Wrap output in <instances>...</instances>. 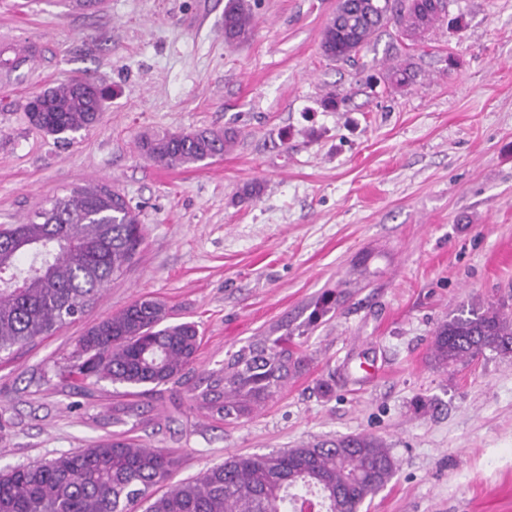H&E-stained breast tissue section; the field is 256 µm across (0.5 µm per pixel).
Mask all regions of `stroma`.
I'll list each match as a JSON object with an SVG mask.
<instances>
[{
    "mask_svg": "<svg viewBox=\"0 0 512 512\" xmlns=\"http://www.w3.org/2000/svg\"><path fill=\"white\" fill-rule=\"evenodd\" d=\"M338 0H255L254 33L224 41L228 0H0V41L38 48L0 72V224L108 183L136 207L140 252L77 321L0 358V467L50 460L122 430L174 451L177 479L231 454L348 434L399 468L361 512H512V357L440 369L433 331L512 288V0H447L418 34L395 26L348 61L321 50ZM417 74L388 84L392 67ZM87 77L101 120L67 141L33 129L30 97ZM334 97L338 106L323 107ZM232 128L224 155L167 168L144 138ZM261 182L251 202L240 186ZM335 307L281 397L226 423L186 386L142 398L63 368L78 336L133 300L164 301L202 336L190 379L281 321Z\"/></svg>",
    "mask_w": 512,
    "mask_h": 512,
    "instance_id": "stroma-1",
    "label": "stroma"
}]
</instances>
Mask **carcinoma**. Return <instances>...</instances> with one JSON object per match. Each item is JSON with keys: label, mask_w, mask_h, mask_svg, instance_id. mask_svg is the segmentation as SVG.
I'll return each mask as SVG.
<instances>
[{"label": "carcinoma", "mask_w": 512, "mask_h": 512, "mask_svg": "<svg viewBox=\"0 0 512 512\" xmlns=\"http://www.w3.org/2000/svg\"><path fill=\"white\" fill-rule=\"evenodd\" d=\"M445 0H407L390 16L381 0H339L321 48L334 61L352 58L379 29L394 22L415 33L431 27ZM224 40L247 41L254 30L251 0H229ZM42 111L30 124L66 139L98 121L92 94L69 82L41 94ZM232 131L179 132L142 143L166 167L224 154ZM142 242L138 214L114 187L87 185L57 196L19 224L0 225V353L49 336L80 318L108 284L123 274ZM16 277L23 287L14 288ZM333 294L316 301L306 328L326 316ZM166 303L142 297L91 325L70 353L69 376L91 389L103 380L142 397L180 384L197 360L201 334L194 322H173ZM493 352L512 357V294L486 308L456 315L433 332L431 361L446 369ZM288 323L227 353L224 366L201 375L190 400L225 420L250 416L276 400L288 378L301 371ZM177 460L163 448H147L120 433L48 462L0 469V512H299L315 498L320 512H360L395 475L398 462L387 444L371 435H348L267 454L234 455L192 481H172ZM167 482L161 495L153 488Z\"/></svg>", "instance_id": "carcinoma-1"}]
</instances>
